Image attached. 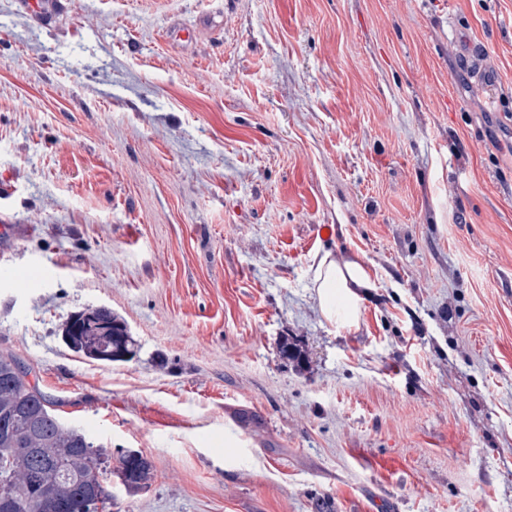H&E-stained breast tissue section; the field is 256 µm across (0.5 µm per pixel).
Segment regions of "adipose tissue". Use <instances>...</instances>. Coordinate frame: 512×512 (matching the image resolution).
<instances>
[{
	"label": "adipose tissue",
	"mask_w": 512,
	"mask_h": 512,
	"mask_svg": "<svg viewBox=\"0 0 512 512\" xmlns=\"http://www.w3.org/2000/svg\"><path fill=\"white\" fill-rule=\"evenodd\" d=\"M375 286L366 266L327 251L316 261L313 287L324 319L332 326L358 327L365 297Z\"/></svg>",
	"instance_id": "adipose-tissue-1"
}]
</instances>
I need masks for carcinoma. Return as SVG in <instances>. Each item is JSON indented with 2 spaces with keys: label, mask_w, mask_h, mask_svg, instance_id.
I'll return each mask as SVG.
<instances>
[{
  "label": "carcinoma",
  "mask_w": 512,
  "mask_h": 512,
  "mask_svg": "<svg viewBox=\"0 0 512 512\" xmlns=\"http://www.w3.org/2000/svg\"><path fill=\"white\" fill-rule=\"evenodd\" d=\"M112 335L102 336L88 316L73 322L66 344L76 353L104 362H127L134 339L112 312ZM32 370L12 355L0 354V496L14 495L9 512H100L112 503L103 485L104 453L88 436L66 425ZM152 465L141 456H122L118 477L126 491L148 487Z\"/></svg>",
  "instance_id": "1"
}]
</instances>
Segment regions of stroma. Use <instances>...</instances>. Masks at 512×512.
Listing matches in <instances>:
<instances>
[{"label":"stroma","instance_id":"35a3bbf8","mask_svg":"<svg viewBox=\"0 0 512 512\" xmlns=\"http://www.w3.org/2000/svg\"><path fill=\"white\" fill-rule=\"evenodd\" d=\"M55 2L0 0V353L110 512H512V0ZM327 250L375 279L358 329ZM95 307L132 360L68 348ZM313 288L324 319L337 328L359 326L368 292L375 288L366 266L357 259H338L325 251L315 262ZM151 470L152 465L143 454L139 458H130L124 455L120 460L118 477L126 491L134 494L148 487Z\"/></svg>","mask_w":512,"mask_h":512}]
</instances>
